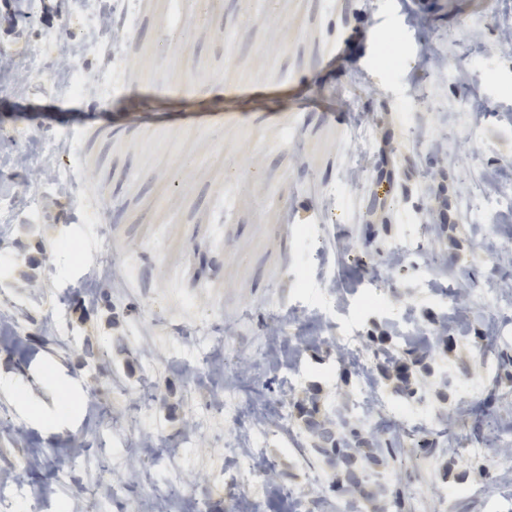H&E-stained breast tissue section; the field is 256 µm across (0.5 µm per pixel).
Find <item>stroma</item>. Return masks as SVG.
Returning a JSON list of instances; mask_svg holds the SVG:
<instances>
[{
	"label": "stroma",
	"instance_id": "1",
	"mask_svg": "<svg viewBox=\"0 0 512 512\" xmlns=\"http://www.w3.org/2000/svg\"><path fill=\"white\" fill-rule=\"evenodd\" d=\"M407 2L108 0L137 17L112 43L91 0H0V451L38 460L9 512H338L295 404L332 419L367 385L414 432L377 468L405 512H512V449L454 451L488 381L512 385L474 345L512 318V258L486 256L512 208H461L512 194V0ZM369 235L404 265H373ZM437 324L393 407L374 349Z\"/></svg>",
	"mask_w": 512,
	"mask_h": 512
}]
</instances>
